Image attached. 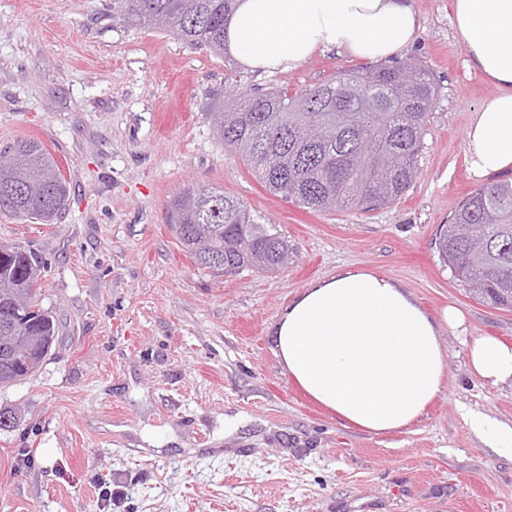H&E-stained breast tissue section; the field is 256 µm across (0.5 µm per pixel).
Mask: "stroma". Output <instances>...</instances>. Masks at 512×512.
I'll use <instances>...</instances> for the list:
<instances>
[{"instance_id": "stroma-1", "label": "stroma", "mask_w": 512, "mask_h": 512, "mask_svg": "<svg viewBox=\"0 0 512 512\" xmlns=\"http://www.w3.org/2000/svg\"><path fill=\"white\" fill-rule=\"evenodd\" d=\"M111 0H0V150L38 140L71 201L53 224L0 212V242L39 252L58 340L31 378L0 388L21 415L0 432V512H512V460L472 420L512 423V386L468 370L477 337L512 342V312L470 297L435 238L477 185L463 134L494 89L469 73L448 0H411L409 55L439 89L417 178L369 212L314 211L269 193L214 137L226 59L113 18ZM357 62L333 51L252 72L295 92ZM269 217L288 267L213 276L166 222L189 187ZM344 268L401 283L444 330L442 386L413 425L381 435L336 422L289 383L271 327L304 288Z\"/></svg>"}]
</instances>
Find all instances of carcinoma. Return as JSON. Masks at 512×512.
<instances>
[{
  "label": "carcinoma",
  "mask_w": 512,
  "mask_h": 512,
  "mask_svg": "<svg viewBox=\"0 0 512 512\" xmlns=\"http://www.w3.org/2000/svg\"><path fill=\"white\" fill-rule=\"evenodd\" d=\"M234 0H112V17L163 28L195 49L222 55ZM224 83L234 104L216 113L213 133L251 166L266 188L308 209L370 211L399 199L418 174L417 158L438 88L420 62L340 71L308 89L253 91L233 69ZM0 170V210L47 223L62 215L69 186L35 139L15 142ZM199 270L272 271L291 259L277 226L222 190L188 188L167 211ZM453 277L479 301L512 311V180L482 184L436 239ZM45 262L0 243V386L35 374L56 340L36 288Z\"/></svg>",
  "instance_id": "cac0c4a2"
}]
</instances>
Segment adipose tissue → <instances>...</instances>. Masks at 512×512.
Returning a JSON list of instances; mask_svg holds the SVG:
<instances>
[{
    "label": "adipose tissue",
    "instance_id": "1",
    "mask_svg": "<svg viewBox=\"0 0 512 512\" xmlns=\"http://www.w3.org/2000/svg\"><path fill=\"white\" fill-rule=\"evenodd\" d=\"M467 46L466 67L495 95L470 116L465 151L475 178L512 171V0H451ZM420 22L408 0H236L225 38L247 67L297 69L316 52L379 61L405 53ZM463 316H435L397 281L343 270L300 292L273 326V353L288 380L343 424L384 434L420 419L440 392L444 328ZM472 374L512 384V343L473 340Z\"/></svg>",
    "mask_w": 512,
    "mask_h": 512
}]
</instances>
